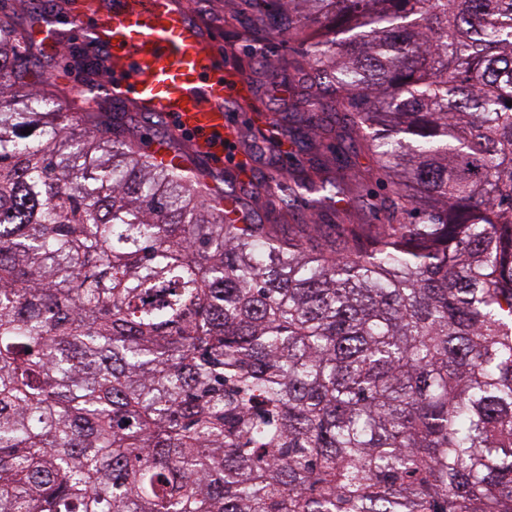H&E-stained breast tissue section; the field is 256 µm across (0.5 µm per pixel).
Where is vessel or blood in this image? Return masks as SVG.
<instances>
[{
    "mask_svg": "<svg viewBox=\"0 0 512 512\" xmlns=\"http://www.w3.org/2000/svg\"><path fill=\"white\" fill-rule=\"evenodd\" d=\"M68 22L101 50L113 99L170 121L174 135L194 134L202 152L223 156L233 132L229 115L244 107L248 90L175 0H110L102 10L75 0Z\"/></svg>",
    "mask_w": 512,
    "mask_h": 512,
    "instance_id": "obj_1",
    "label": "vessel or blood"
}]
</instances>
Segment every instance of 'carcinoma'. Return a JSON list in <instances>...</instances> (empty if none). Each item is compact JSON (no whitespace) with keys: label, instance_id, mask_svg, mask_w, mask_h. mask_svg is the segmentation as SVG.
Wrapping results in <instances>:
<instances>
[{"label":"carcinoma","instance_id":"cac0c4a2","mask_svg":"<svg viewBox=\"0 0 512 512\" xmlns=\"http://www.w3.org/2000/svg\"><path fill=\"white\" fill-rule=\"evenodd\" d=\"M251 5L377 223L227 220L0 15V512H512V0Z\"/></svg>","mask_w":512,"mask_h":512}]
</instances>
